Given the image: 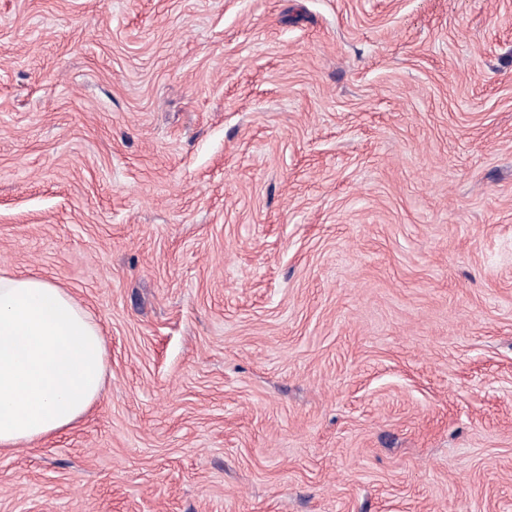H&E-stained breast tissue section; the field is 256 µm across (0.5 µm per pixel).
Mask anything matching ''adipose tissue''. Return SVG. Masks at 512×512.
I'll list each match as a JSON object with an SVG mask.
<instances>
[{
	"label": "adipose tissue",
	"instance_id": "obj_1",
	"mask_svg": "<svg viewBox=\"0 0 512 512\" xmlns=\"http://www.w3.org/2000/svg\"><path fill=\"white\" fill-rule=\"evenodd\" d=\"M101 329L69 289L38 274L0 276V451L61 434L106 382Z\"/></svg>",
	"mask_w": 512,
	"mask_h": 512
}]
</instances>
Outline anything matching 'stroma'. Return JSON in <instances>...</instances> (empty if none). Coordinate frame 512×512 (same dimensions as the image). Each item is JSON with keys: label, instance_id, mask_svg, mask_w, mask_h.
I'll return each mask as SVG.
<instances>
[{"label": "stroma", "instance_id": "1", "mask_svg": "<svg viewBox=\"0 0 512 512\" xmlns=\"http://www.w3.org/2000/svg\"><path fill=\"white\" fill-rule=\"evenodd\" d=\"M108 376L0 512H512V0H0V274Z\"/></svg>", "mask_w": 512, "mask_h": 512}]
</instances>
